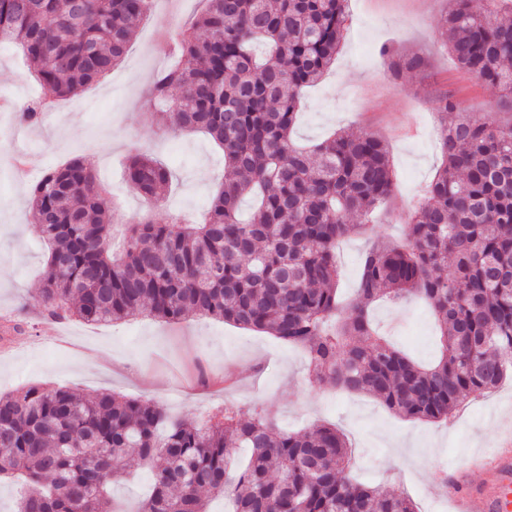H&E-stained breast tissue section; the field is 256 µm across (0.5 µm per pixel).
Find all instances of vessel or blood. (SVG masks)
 Segmentation results:
<instances>
[{
  "instance_id": "b4317fda",
  "label": "vessel or blood",
  "mask_w": 512,
  "mask_h": 512,
  "mask_svg": "<svg viewBox=\"0 0 512 512\" xmlns=\"http://www.w3.org/2000/svg\"><path fill=\"white\" fill-rule=\"evenodd\" d=\"M492 460L477 484L467 483L465 475L482 466L479 456L464 460L449 479L446 492L456 512H512V434L500 441Z\"/></svg>"
}]
</instances>
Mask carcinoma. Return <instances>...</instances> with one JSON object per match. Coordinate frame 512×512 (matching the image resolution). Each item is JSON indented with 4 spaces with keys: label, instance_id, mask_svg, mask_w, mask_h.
<instances>
[{
    "label": "carcinoma",
    "instance_id": "obj_1",
    "mask_svg": "<svg viewBox=\"0 0 512 512\" xmlns=\"http://www.w3.org/2000/svg\"><path fill=\"white\" fill-rule=\"evenodd\" d=\"M152 0H0V43L34 63L51 98L77 94L125 57ZM174 38L177 61L154 75L145 104L172 129L208 134L227 176L198 220L127 225L112 253L113 218L100 205L92 162L76 157L33 185L36 233L49 247L38 302L55 320L87 324L149 317H214L302 349L309 380L366 394L390 411L446 421L475 393L512 378V122L459 116L453 96L436 115L442 163L407 215L401 243L367 253L344 312L336 242L385 203L395 174L384 141L339 130L311 147L293 139L302 92L336 61L347 0H206ZM456 64L503 90L512 109V0H449L441 21ZM390 73L425 75L427 59L386 45ZM47 108H20L28 123ZM170 174L134 149L126 181L158 201ZM254 201L248 220L244 199ZM419 299L439 321V354L424 366L376 330L377 302ZM0 481L22 487L18 512H103L133 466L153 472L136 512H416L402 492L352 481L336 426L300 432L261 415L202 424L151 400L85 398L30 386L0 394ZM248 456L236 460L237 450Z\"/></svg>",
    "mask_w": 512,
    "mask_h": 512
}]
</instances>
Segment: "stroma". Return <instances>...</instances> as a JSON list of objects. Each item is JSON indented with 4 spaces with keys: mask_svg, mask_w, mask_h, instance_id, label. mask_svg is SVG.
<instances>
[{
    "mask_svg": "<svg viewBox=\"0 0 512 512\" xmlns=\"http://www.w3.org/2000/svg\"><path fill=\"white\" fill-rule=\"evenodd\" d=\"M447 6L448 0H348L341 51L325 79L304 91L293 133L304 145L339 129L386 139L396 188L374 234L395 242L403 240L406 215L442 161L434 118L438 97L453 95L475 118L494 111L501 97L449 56L440 27ZM203 7L202 0H153L124 60L104 80L59 100L42 123L24 125L13 112L0 111V393L33 384L66 387L87 398L113 391L199 422L228 401L247 416L264 412L290 431L326 421L349 442L351 478L405 492L419 512H440L441 477L453 475L470 455L490 452L499 429L512 425V379L474 394L449 422L414 421L364 394H329L309 382L303 351L221 320L88 325L47 319L36 302L47 249L26 204L33 181L11 174L16 155L42 156L47 170L91 157L104 186L101 205L120 226L145 216L157 224L196 218L223 182L222 150L200 133L163 131L143 101L163 63L155 45ZM386 43L423 53L428 77L392 78L381 52ZM30 68L12 52L0 54V98L22 104L40 96ZM135 144L153 151L171 172V188L160 202L123 182L121 162ZM369 246L362 235L338 245L344 296L356 288ZM20 318L29 325L21 336L10 331ZM373 320L395 346L422 363L434 361L437 330L426 304L412 300L399 310L381 305Z\"/></svg>",
    "mask_w": 512,
    "mask_h": 512,
    "instance_id": "1",
    "label": "stroma"
}]
</instances>
